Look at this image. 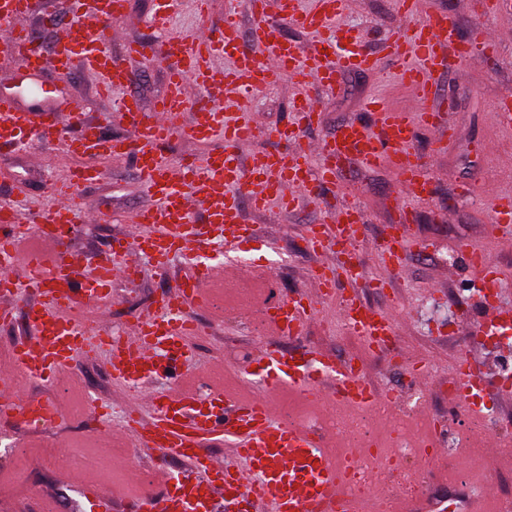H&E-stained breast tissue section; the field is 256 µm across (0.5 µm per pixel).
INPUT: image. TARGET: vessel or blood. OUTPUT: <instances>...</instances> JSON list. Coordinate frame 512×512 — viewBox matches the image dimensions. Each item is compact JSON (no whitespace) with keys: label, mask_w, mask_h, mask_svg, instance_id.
<instances>
[{"label":"vessel or blood","mask_w":512,"mask_h":512,"mask_svg":"<svg viewBox=\"0 0 512 512\" xmlns=\"http://www.w3.org/2000/svg\"><path fill=\"white\" fill-rule=\"evenodd\" d=\"M245 4L252 20L250 29H243L238 15L231 11L217 32L171 34L160 43L159 55L172 63L165 96L147 112L132 95L115 107L116 115L131 127L130 136L107 137L101 125L68 115V126L78 134L70 138L66 149L86 157L87 162L71 168L66 178L55 183L56 202L39 214L36 224H24L12 204L0 203V320L12 319L21 294L34 300L32 343L0 360V417L55 423L61 414L59 405L20 396L18 376L49 381L69 366L75 352H100L113 383L136 390L121 434L134 447L155 451V467L162 478V492L139 494L135 512H373L375 493L356 494L341 476L334 437L308 425L282 422L272 402L285 388L348 409L398 401L397 393L370 384L355 361H342L316 349L286 353L265 346L256 358L261 394L238 398L219 386L203 399L189 383L168 394L151 391L149 385L177 372L188 360L182 340L194 326L185 319L183 309L208 306L212 285L224 280L223 265L199 261L197 252L215 243L235 247L244 239L247 226L242 220L239 190L247 191L257 211L290 210L299 199L320 197L324 187L334 183L337 168L348 159L366 167L395 165L408 195L429 198L425 163L411 146L420 126L435 131L441 143L453 134L446 112L430 103L434 77L448 66L441 47L449 45L461 60H488L496 57L497 43L484 30L459 37L444 13L420 18L416 15L418 0H395L399 24L384 41L383 51L400 64V78L413 95L411 106L395 109L370 100L365 109L378 114L379 133H370L356 122L342 124L335 135L316 144L318 168H311L303 150L289 155L258 153L244 163L238 149L260 132L246 101L265 90L276 76L290 74L332 89L340 85L343 73L377 66L375 55L364 47L363 35L340 23L350 0H279L274 14L269 13L266 0H245ZM84 6V0H73L72 43L56 51V65L66 69L78 58L100 77L102 91L126 86L130 79L126 62L140 54V46L126 43L122 55H115L106 29L110 20L123 15L126 0H101L96 9L99 27L94 31L85 23ZM29 9L30 0H0V23L12 25L6 49L35 72L42 67L41 52L16 24ZM286 23L311 34L328 28L332 36L305 54L295 41L284 37L282 26ZM258 46L265 49V58L255 54ZM218 83L226 93L237 96L235 111H225L218 101L190 100L188 86L209 90ZM189 109L194 112L193 120L181 123L182 114ZM290 112L291 120L277 131L285 139L297 138L300 130L312 126L318 117L312 99L303 92L292 99ZM31 128V113L16 109L11 96L1 94L0 142L21 141ZM174 136L202 143L219 138L223 144L203 159L176 169L159 153L164 142ZM100 156L133 158L151 203L134 216L139 231L131 244L113 247L110 262L98 266L92 277H79L72 270L74 257L55 229L95 221V214L80 207L77 190L99 178L100 171L91 160ZM189 193L211 199L204 223H195L186 209L184 198ZM491 204L494 221L502 230L500 240L511 244L512 194L494 197ZM362 222L360 208L346 204L310 226L308 247L329 254L330 259L313 271L310 293L265 303L267 325L274 335L300 336L318 304L336 298L343 325L365 338L371 348L390 350L396 336L394 315L367 304L357 293L342 299L336 296L342 282L355 283L362 277L364 262L356 247ZM23 239L33 240L34 245L25 255V271L19 276L14 272V259ZM132 250L148 257L157 268L166 267L176 255L188 257L191 268L181 284L159 295L156 316L118 337L97 335L71 311L78 305L93 307L109 299L116 276L138 277L140 264L127 259ZM461 250L481 280L503 283L502 272L491 263L487 248L466 243ZM409 252L408 231L402 224L389 227L376 247L390 272L403 268ZM494 357V352L485 351L460 360L456 367L458 400L478 425L486 421L488 401L512 394V388L494 382ZM221 439L229 442L233 457L220 464L206 445ZM174 459L182 465L176 472L170 468ZM57 470L65 484L88 500L91 512H113V493L88 484L65 458H58ZM489 500L486 491L478 497H426L405 505L404 512H488Z\"/></svg>","instance_id":"b4317fda"}]
</instances>
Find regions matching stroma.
<instances>
[{
  "instance_id": "obj_1",
  "label": "stroma",
  "mask_w": 512,
  "mask_h": 512,
  "mask_svg": "<svg viewBox=\"0 0 512 512\" xmlns=\"http://www.w3.org/2000/svg\"><path fill=\"white\" fill-rule=\"evenodd\" d=\"M31 2V10L21 24L44 54L43 68L34 78H26L21 63L0 44V94L14 95L26 108H55L66 114H80L88 122H105L109 136H125L126 124L111 116L112 99L100 97L97 92V76L79 64L67 71L58 70L52 59L60 35L69 30L70 0ZM228 6L229 0H211L209 14L202 19L191 0H185L173 14L168 29L161 31L151 23L153 0H129L124 16L110 22L113 49H120L131 39L143 46L142 55L127 63L131 74L127 91L139 98L144 109H151L168 89L171 63L156 53L165 32L191 35L204 27L221 29ZM436 11L447 12L460 35L487 28L498 35L500 42L496 58L462 63L452 57L447 69L436 77L432 103L449 112L455 134L439 145L434 132L425 128L416 132L414 150L425 159L432 196L410 199L402 190L400 171L393 165L366 169L352 162L337 171L335 184L328 186L319 199L304 200L295 210L258 212L247 204L242 207L245 224L268 247L277 272L271 292L281 297L304 292L309 274L323 262L320 254L307 249L305 238L309 226L318 223L325 208L350 202L361 208L364 224L358 241L364 248L380 237L385 225L407 220L417 247L410 252L404 273L388 278L384 287L362 292L367 303L395 315V355L370 353L362 339L339 321L338 305L332 301L319 305L316 318L295 340L275 336L257 321H243L237 315L210 308L197 314L207 326L208 335L194 344L188 369L204 379H222L236 392L254 393L258 384L244 386L240 379L253 372V355L262 345L272 344L287 351L319 347L341 359H355L364 366L371 384L402 391L397 410L408 419H415L423 410L447 421L450 461L466 471L468 484L451 489L447 470L427 468L423 475L430 492L463 497L490 483L501 494L512 492V462L491 461L483 468L473 467L472 460L482 454L483 447L478 437L469 434V420L462 407L449 400L448 385L455 381L456 364L471 351L479 327L488 322L484 301L476 291L480 276L461 256L462 242L488 247L492 262L504 275L500 299L512 304V249L497 247L498 230L490 206L492 196L512 192V138L497 132L490 112L494 101L512 94V15L490 17L484 10V0H420L421 14ZM344 21L366 32L367 45L375 51L397 25L398 17L393 0H353ZM297 87L296 79L281 76L251 99L262 131L240 148L242 159L264 151L293 153L331 137L349 121L375 125V115L364 109L369 98L381 99L390 107L405 106L411 99L400 82L398 64L384 58L374 71L345 73L339 89L309 86L319 114L318 124L302 131L298 139H282L274 131L289 121V105ZM79 163V157L65 152L61 140L30 134L21 144L2 146L0 202L15 203L26 215L48 208L54 203L49 183L61 179ZM94 163L101 177L80 186L77 196L81 208L100 214L101 220L79 225L71 249L79 260L97 263L109 257L115 241L129 237L134 213L147 206L149 199L133 160L98 157ZM467 181L480 188L470 199L457 193L459 185ZM186 263V258L179 255L164 270L148 266L135 280L114 279L111 305L87 309L91 325L104 335L121 333L153 315L159 293L180 282ZM406 353L426 365L430 376L427 386L410 389L401 360ZM19 392L36 399L62 400L63 417L53 428H29L14 422L9 432L0 436V449L17 444L22 447L20 455L7 454L0 459V502L10 503L12 512H31L32 502L51 499L55 512H86L84 499L58 483L55 466L43 453L48 444L64 448L89 480L122 494L131 493L126 483L127 469L116 462L121 442L111 434L126 414L123 390L113 385L104 358L74 359L59 382L48 385L25 381ZM84 398L106 410V428L90 430L89 417L80 406Z\"/></svg>"
}]
</instances>
